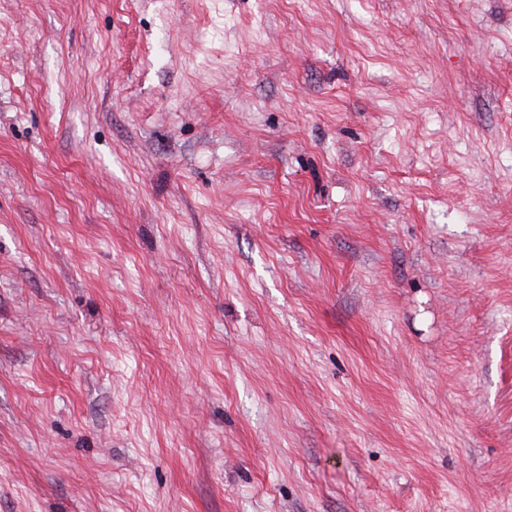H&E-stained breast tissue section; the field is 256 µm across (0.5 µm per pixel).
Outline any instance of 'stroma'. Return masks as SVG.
Masks as SVG:
<instances>
[{"instance_id":"35a3bbf8","label":"stroma","mask_w":512,"mask_h":512,"mask_svg":"<svg viewBox=\"0 0 512 512\" xmlns=\"http://www.w3.org/2000/svg\"><path fill=\"white\" fill-rule=\"evenodd\" d=\"M0 512H512V0H0Z\"/></svg>"}]
</instances>
